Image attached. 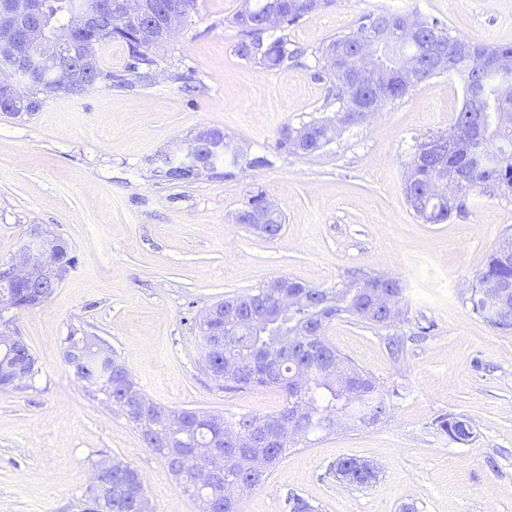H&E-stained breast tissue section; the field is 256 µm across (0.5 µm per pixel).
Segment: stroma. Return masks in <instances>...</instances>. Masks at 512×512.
Segmentation results:
<instances>
[{"label": "stroma", "instance_id": "stroma-1", "mask_svg": "<svg viewBox=\"0 0 512 512\" xmlns=\"http://www.w3.org/2000/svg\"><path fill=\"white\" fill-rule=\"evenodd\" d=\"M242 5L198 0L154 49L150 85L58 97L30 116L0 112V260L18 256L32 224L65 238L76 258L49 300L15 316L39 373L0 390V512H80L103 455L139 470L154 512H199L134 426L75 378L65 337L82 329L105 341L157 404L270 414L283 405L278 388L222 390L203 370L195 317L281 276L335 288L355 271L398 279L403 319L390 330L342 317L325 335L389 392L390 412L289 449L241 512H288L292 495L319 512H512V330L465 301L512 229V195L468 194L461 215L428 224L404 190L417 144L453 125L462 80L432 77L314 154L277 147L284 126L336 112L321 49L363 16L405 13L492 45L512 42V0H332L265 32L304 50L273 70L236 52ZM203 128L270 166L228 165L223 177L191 183L160 177V156ZM258 193L285 216L276 236L236 221ZM393 333L406 340L398 361L387 348ZM443 414L467 420L471 441L439 430ZM347 456L376 466L371 486L337 479Z\"/></svg>", "mask_w": 512, "mask_h": 512}]
</instances>
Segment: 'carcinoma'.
I'll return each instance as SVG.
<instances>
[{"mask_svg": "<svg viewBox=\"0 0 512 512\" xmlns=\"http://www.w3.org/2000/svg\"><path fill=\"white\" fill-rule=\"evenodd\" d=\"M196 0H149L155 10L181 9L189 13L195 9ZM72 0H41V10L37 16L21 23V29L37 25L49 35L55 34V25L71 9ZM283 14L280 26H291L309 15L304 0H281ZM384 13H373L364 17L358 27L330 42V45L349 53L354 45L367 33V25L379 26ZM249 39L237 46L240 57L252 60L267 69H277L295 61L303 54L296 47L288 48V41L277 38L266 41L259 33L248 28ZM449 36L447 28L434 20L427 24L423 35L410 44L401 46L397 52L387 55L381 61L377 73L382 89L380 97L374 99L375 111L406 95L414 84L398 79L400 65L405 59L422 57L427 42L437 35ZM82 41L98 48V65L96 70L85 77L83 91L87 92L99 86H110L116 82L126 83V79L104 68L103 51L114 40L124 42L129 51L131 63L129 68L138 69V81L145 82L152 77L158 61L151 55L150 49L140 44L137 35V23L129 22L122 27L111 23L97 30L84 31L78 35ZM474 49L489 57L495 65L485 74L479 76L483 90V103L486 112L493 120L483 129V137L490 147L489 164L484 167L471 168L466 179L469 184L460 187L470 192L512 193V121L504 122L500 118V108L505 99L512 97V72L504 74L496 63H512V43L489 46H474ZM329 79L331 91L334 92L338 109L336 120L340 121L353 110L362 92L352 82L349 68L324 71ZM328 120H312L303 124L308 129V136L299 154H312L320 150L328 140ZM454 126L463 134L474 129V120L468 106H463L456 114ZM427 142L418 145L417 151L409 165L413 173L411 183L405 184V192L415 214L431 224H443L454 214L462 210L463 202L437 195L431 192V186L444 176H452L458 161L452 159L423 160ZM512 282V263L501 261L498 253H493L485 268L476 275L468 302L471 310L489 321L493 327L512 328V307L502 316V322L489 319L487 310L492 308V300L483 293L485 284ZM381 286L377 276L355 278L342 287L323 290L313 289L315 293L325 292L333 296L331 303H315L310 309L295 307L288 309L285 316H276L274 303L269 299L267 289L258 288L254 292L236 296L222 301L224 305V349L218 352L209 350L207 328L199 325L201 333V360L210 362L221 370L230 360L247 362L256 347L268 339L272 325L286 326L290 329L310 320H317L327 325L341 315H349L361 321L381 328L389 327L383 316L375 309L367 307V299L374 289ZM97 342L94 336H78L74 333L65 338V350L72 351L69 359L75 376L83 381L93 394L112 392V397L119 398L123 393L139 390L132 376L117 359L109 360L90 350L89 345ZM340 365V374L328 376L312 364L304 363L301 358L275 357L258 366L256 372L245 380L232 382L231 388L243 390L259 386H274L284 395L282 408L265 416H247L221 414L205 415L193 409H171L160 407L163 419L142 420L134 423L140 431L144 445L150 448L165 464L169 473L182 489L193 481L194 471L210 466L213 456L223 458V472L208 489L194 496L200 512H239V500L242 495L260 486L254 479L249 466L251 456L262 452L272 464L279 463L288 449L296 446L298 441L285 438L268 448H234L227 434L237 432L247 434L250 429L266 421L297 417L298 427L305 434L324 432L332 429L336 414L343 413L355 422H364L372 416L385 415L388 403L374 377L355 366L351 360L330 346ZM438 427L457 442H467L472 437L469 423L459 417L444 415L435 420ZM335 470L340 472L345 481L356 487L370 485L376 475L365 471L355 456L339 460ZM137 507L128 498H112L102 502L93 493H88L86 512H136Z\"/></svg>", "mask_w": 512, "mask_h": 512, "instance_id": "carcinoma-1", "label": "carcinoma"}]
</instances>
